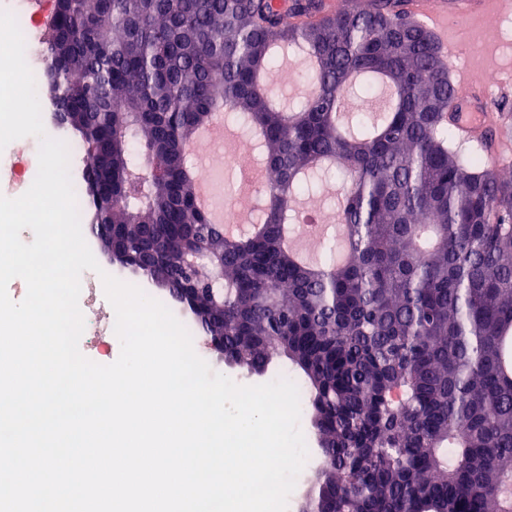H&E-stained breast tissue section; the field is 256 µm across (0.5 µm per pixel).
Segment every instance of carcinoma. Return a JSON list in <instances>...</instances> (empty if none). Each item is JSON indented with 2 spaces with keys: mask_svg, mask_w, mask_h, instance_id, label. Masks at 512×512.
<instances>
[{
  "mask_svg": "<svg viewBox=\"0 0 512 512\" xmlns=\"http://www.w3.org/2000/svg\"><path fill=\"white\" fill-rule=\"evenodd\" d=\"M403 2L55 0L45 87L85 155L86 231L112 225L102 249L225 362L304 373L325 460L304 512H512V163L457 150L448 69ZM284 50L314 60L289 108L268 91ZM354 88L376 118L347 132ZM222 112L259 140L257 232L228 236L196 202L192 145ZM326 169L347 256L323 237L305 263L283 229ZM192 241L223 260L205 288L182 271ZM90 235V234H89ZM93 243H94V256L96 261L99 265L109 268L111 275L121 281H124L126 283H129V281L136 280L139 283L145 285L148 288H151L155 292H158L161 295H164L169 302V310L175 315L177 319L180 318H186L193 322L192 320V314L189 312L188 309H186L183 305H180L174 301H172L170 298H168L167 294L161 290L160 288H157L152 283H149L147 281H143L136 276L133 275L132 271L128 268L122 267L125 266L126 263L123 261V259L115 254H112V251L110 253V256L112 257V262L109 260V258L101 251L100 242L97 238L90 235L89 237ZM114 265H113V264ZM119 264V265H117Z\"/></svg>",
  "mask_w": 512,
  "mask_h": 512,
  "instance_id": "1",
  "label": "carcinoma"
}]
</instances>
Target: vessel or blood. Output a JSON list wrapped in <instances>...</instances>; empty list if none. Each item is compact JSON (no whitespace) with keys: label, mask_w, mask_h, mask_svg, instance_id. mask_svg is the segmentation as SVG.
Here are the masks:
<instances>
[{"label":"vessel or blood","mask_w":512,"mask_h":512,"mask_svg":"<svg viewBox=\"0 0 512 512\" xmlns=\"http://www.w3.org/2000/svg\"><path fill=\"white\" fill-rule=\"evenodd\" d=\"M409 13L432 31L459 93L451 106L461 139L479 151H494L498 162L512 161V119L498 108L485 81L495 70L492 57L461 67L456 63L465 44L464 33L480 29L492 15L512 9V0H406Z\"/></svg>","instance_id":"b4317fda"}]
</instances>
